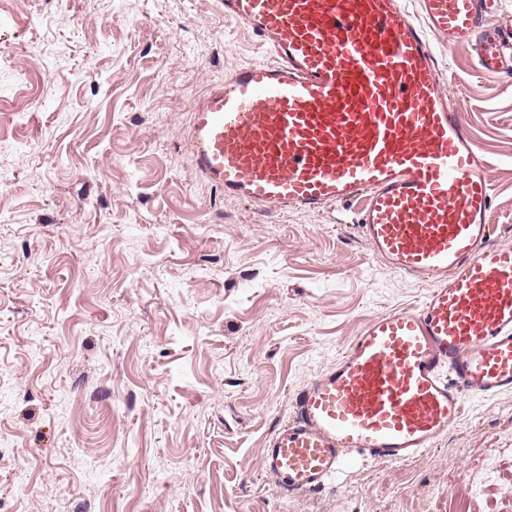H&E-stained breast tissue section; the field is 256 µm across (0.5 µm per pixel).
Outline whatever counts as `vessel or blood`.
Returning a JSON list of instances; mask_svg holds the SVG:
<instances>
[{
    "label": "vessel or blood",
    "instance_id": "vessel-or-blood-1",
    "mask_svg": "<svg viewBox=\"0 0 512 512\" xmlns=\"http://www.w3.org/2000/svg\"><path fill=\"white\" fill-rule=\"evenodd\" d=\"M496 0H224L273 63L239 66L193 108L199 175L256 209L358 204L356 228L394 271L434 282L373 317L297 396L262 460L282 493L322 490L357 458L404 461L467 396L512 391V246L493 240L489 164L448 108L430 39L507 65Z\"/></svg>",
    "mask_w": 512,
    "mask_h": 512
}]
</instances>
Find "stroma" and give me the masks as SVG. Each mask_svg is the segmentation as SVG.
Instances as JSON below:
<instances>
[{
    "instance_id": "stroma-1",
    "label": "stroma",
    "mask_w": 512,
    "mask_h": 512,
    "mask_svg": "<svg viewBox=\"0 0 512 512\" xmlns=\"http://www.w3.org/2000/svg\"><path fill=\"white\" fill-rule=\"evenodd\" d=\"M512 244V75L436 45ZM269 50L222 0H0V512H512V391L285 496L264 448L374 315L419 306L356 209L257 210L184 148Z\"/></svg>"
}]
</instances>
